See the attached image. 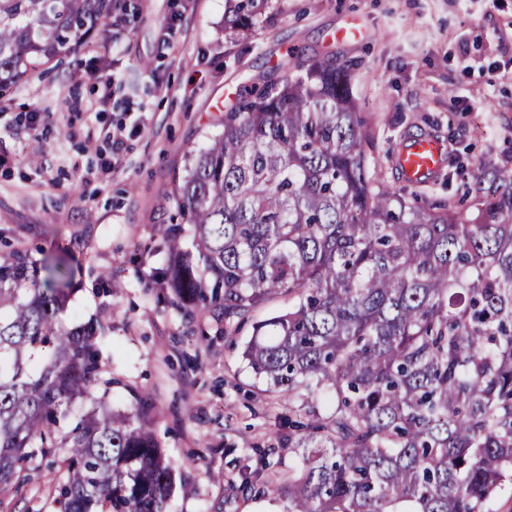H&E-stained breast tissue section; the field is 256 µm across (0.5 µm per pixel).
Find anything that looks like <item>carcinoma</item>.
I'll return each mask as SVG.
<instances>
[{
	"label": "carcinoma",
	"mask_w": 512,
	"mask_h": 512,
	"mask_svg": "<svg viewBox=\"0 0 512 512\" xmlns=\"http://www.w3.org/2000/svg\"><path fill=\"white\" fill-rule=\"evenodd\" d=\"M267 0H225L230 39L252 34ZM122 5L0 0V93L69 53ZM253 82L224 111L175 192L162 281L183 317L226 326L295 296L254 326L244 357L269 391L336 396L331 415L288 420L279 443L301 474L239 484L288 512H488L512 485V172L482 162L477 214L424 207L369 175L351 73L326 61ZM192 233L195 252L182 251ZM62 261L0 250V490L24 463L63 450L60 512H169L176 474L147 395L126 411L109 391L99 320L64 325Z\"/></svg>",
	"instance_id": "obj_1"
}]
</instances>
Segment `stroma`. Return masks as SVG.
<instances>
[{
    "label": "stroma",
    "mask_w": 512,
    "mask_h": 512,
    "mask_svg": "<svg viewBox=\"0 0 512 512\" xmlns=\"http://www.w3.org/2000/svg\"><path fill=\"white\" fill-rule=\"evenodd\" d=\"M122 23L95 29L74 53L0 97V238L32 260L62 257L72 269L68 321L107 326L104 355L123 410L151 393L162 447L177 468L174 512H288V501L227 497L210 472L236 480L273 448L268 472L287 480L297 449L279 447L283 423L333 402L267 392L240 356L251 323L225 334L195 312L197 335L155 279L171 255L165 229L190 151L206 147L217 118L254 77L285 55L352 70L351 91L368 137L371 175L427 204L459 200L479 159L512 170V0H268L248 39L224 34V0H124ZM363 31L337 41L346 21ZM111 71L118 80L104 88ZM124 128L121 160L112 131ZM437 139L446 162L435 177L407 182L403 146ZM82 241L81 251L68 248ZM117 289L104 293L97 275ZM57 468L40 464L23 495L0 496V512H59Z\"/></svg>",
    "instance_id": "35a3bbf8"
}]
</instances>
